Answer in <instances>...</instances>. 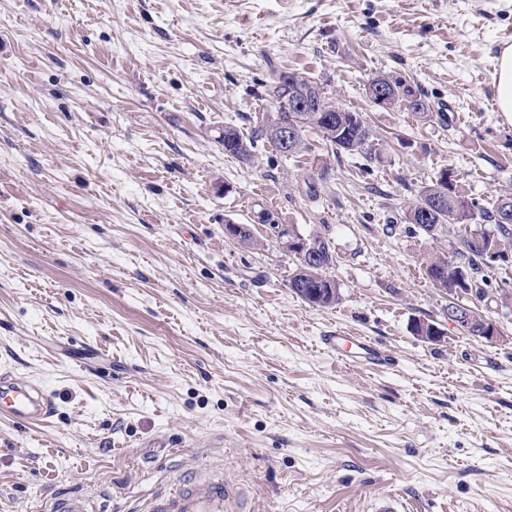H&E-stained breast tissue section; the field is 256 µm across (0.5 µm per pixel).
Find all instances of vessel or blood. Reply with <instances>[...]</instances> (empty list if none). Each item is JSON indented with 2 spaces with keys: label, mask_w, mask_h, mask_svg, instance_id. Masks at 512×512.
<instances>
[{
  "label": "vessel or blood",
  "mask_w": 512,
  "mask_h": 512,
  "mask_svg": "<svg viewBox=\"0 0 512 512\" xmlns=\"http://www.w3.org/2000/svg\"><path fill=\"white\" fill-rule=\"evenodd\" d=\"M324 347L348 362L380 367L392 363L381 346L362 336L323 337ZM56 413V396L31 377L0 370V414L21 428L37 425ZM47 512H99L78 494L56 497ZM145 512H250L238 483L207 471L184 477L156 493Z\"/></svg>",
  "instance_id": "vessel-or-blood-1"
}]
</instances>
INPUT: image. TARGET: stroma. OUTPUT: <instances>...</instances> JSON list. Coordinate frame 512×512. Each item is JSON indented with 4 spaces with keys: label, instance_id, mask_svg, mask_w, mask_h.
<instances>
[{
    "label": "stroma",
    "instance_id": "1",
    "mask_svg": "<svg viewBox=\"0 0 512 512\" xmlns=\"http://www.w3.org/2000/svg\"><path fill=\"white\" fill-rule=\"evenodd\" d=\"M509 33L512 0H0V368L58 394L48 423L0 418V512L69 493L141 512L203 468L251 512H369L386 493L512 512V341L449 323L431 244L402 227L443 167L480 201L512 195L493 83ZM378 71L449 123L373 106ZM289 72L364 113L371 154L313 133L311 156H226L224 127L249 131ZM263 210L327 229L339 304L292 292ZM338 332L394 366L336 359L321 339Z\"/></svg>",
    "mask_w": 512,
    "mask_h": 512
}]
</instances>
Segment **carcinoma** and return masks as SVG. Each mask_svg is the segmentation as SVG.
<instances>
[{"mask_svg":"<svg viewBox=\"0 0 512 512\" xmlns=\"http://www.w3.org/2000/svg\"><path fill=\"white\" fill-rule=\"evenodd\" d=\"M382 87L387 93L383 109L403 107L426 120L445 121L443 112L435 111L428 95L397 72H378L365 84V90ZM274 112L296 129L293 148L288 155L302 156L312 151L306 132L314 130L333 150L360 151L372 154L375 139L372 127L363 113L342 109L334 103L326 83L295 73H283L266 90ZM251 131L224 126V154L249 165L254 162L257 143L265 140L282 152L279 142L269 134L257 115L248 117ZM407 231L431 241H446L452 256L428 253L422 258L424 273L440 290L488 286V263L505 259L512 251V196L493 203H480L470 197L459 184L455 172L442 168L431 184L418 192V198L405 212ZM491 224L498 236L470 233L468 227ZM295 269L289 288L305 302L318 307H331L341 301V294L328 292L332 276L328 270L336 265V251L331 239L324 240L317 258L294 255Z\"/></svg>","mask_w":512,"mask_h":512,"instance_id":"cac0c4a2","label":"carcinoma"}]
</instances>
